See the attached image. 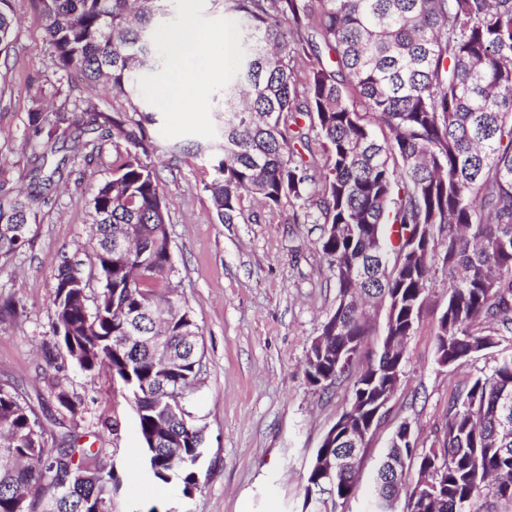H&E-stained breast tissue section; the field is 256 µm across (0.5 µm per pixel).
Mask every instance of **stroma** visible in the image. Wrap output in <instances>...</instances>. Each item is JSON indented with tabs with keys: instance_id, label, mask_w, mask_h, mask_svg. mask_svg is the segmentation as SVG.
I'll list each match as a JSON object with an SVG mask.
<instances>
[{
	"instance_id": "35a3bbf8",
	"label": "stroma",
	"mask_w": 512,
	"mask_h": 512,
	"mask_svg": "<svg viewBox=\"0 0 512 512\" xmlns=\"http://www.w3.org/2000/svg\"><path fill=\"white\" fill-rule=\"evenodd\" d=\"M18 20L7 55H0V165L10 171L6 191L26 185L36 140L28 114L36 96L51 97L58 85L84 88L83 77L55 65L44 20L30 0H11ZM193 14L200 29H224L233 21L220 0H170L166 26ZM191 67L200 81L201 104L167 111L152 94L142 95L156 117L150 155L164 183L169 232L179 290L200 329L202 366L187 408L204 426V458L191 495L181 487L152 483L143 462L137 414L117 381L104 372H83L59 351L45 360L55 340L54 273L63 256L87 250L92 189L109 178L112 156L85 163L76 159L51 193L52 207L38 224L33 245L0 267V389L28 403L48 439L72 441L96 450L97 465L116 467L122 481L115 512H302L304 487L314 453L348 406L351 386L329 392L309 385L304 375L312 340L336 305V286L315 224H292L289 208L258 221L219 224L213 219L205 183L211 171L195 157L171 158L168 148L215 144L223 115L215 100L223 76L211 59L198 56ZM448 302V276L436 272L422 321L406 341L401 384L391 411L367 439L360 478L348 508L370 512L376 468L401 422H409L420 445H430L446 418L450 396L467 379L489 371L494 352L457 365H439L437 322ZM63 387L76 411L60 407Z\"/></svg>"
}]
</instances>
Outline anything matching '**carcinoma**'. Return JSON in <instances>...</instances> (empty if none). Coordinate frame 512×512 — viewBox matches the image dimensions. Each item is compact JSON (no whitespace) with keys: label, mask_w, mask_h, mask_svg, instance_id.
Instances as JSON below:
<instances>
[{"label":"carcinoma","mask_w":512,"mask_h":512,"mask_svg":"<svg viewBox=\"0 0 512 512\" xmlns=\"http://www.w3.org/2000/svg\"><path fill=\"white\" fill-rule=\"evenodd\" d=\"M168 0H31L59 70L82 72L86 89L69 86L47 112L33 101L29 130L39 139L32 190L0 197V263L32 246L49 206L63 156L49 158L73 131L95 133L79 149L86 159L112 148V177L89 201V247L100 287L84 260L58 265L53 299L57 345L89 374L107 365L130 395L155 483L198 484L204 427L190 419L185 396L202 354L177 371L144 341L161 336L186 349L200 336L172 277L163 183L147 162L150 112L134 121L102 106L99 87L141 112L146 71L168 68L159 19ZM238 22L231 47L234 79L224 83V127L205 184L219 224L248 220L244 201L268 216L283 205L296 224L320 225L318 240L336 284V307L310 345L307 382L327 392L350 377L354 401L340 418L375 431L386 379L400 372L405 342L419 326L432 274L448 271V303L436 326L437 362L453 366L512 337V0H222ZM14 20L0 0V52ZM305 70L304 78L298 72ZM390 136L378 139L372 126ZM117 236L131 249L109 246ZM386 336L374 363L357 358L372 331L376 305ZM95 453L49 444L33 410L0 390V512L27 498L33 512H114L115 469L79 475ZM406 459L405 472L376 473L373 512H489L488 499L512 504V355L494 360L448 401V417L428 451L416 438H392L385 459ZM361 460L335 480L328 497H353ZM68 479V496L56 485ZM323 479L312 469L304 503L322 512Z\"/></svg>","instance_id":"carcinoma-1"}]
</instances>
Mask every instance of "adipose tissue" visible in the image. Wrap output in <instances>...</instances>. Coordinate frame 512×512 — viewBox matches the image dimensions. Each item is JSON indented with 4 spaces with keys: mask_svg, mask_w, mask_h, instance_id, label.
<instances>
[{
    "mask_svg": "<svg viewBox=\"0 0 512 512\" xmlns=\"http://www.w3.org/2000/svg\"><path fill=\"white\" fill-rule=\"evenodd\" d=\"M166 46L178 47L179 53L171 67V79L157 86L156 93L162 105L171 112H178L197 105L198 86L188 66L191 58L201 53L223 62L229 49L224 32H205L199 29L193 15H186L181 27L165 36Z\"/></svg>",
    "mask_w": 512,
    "mask_h": 512,
    "instance_id": "adipose-tissue-1",
    "label": "adipose tissue"
}]
</instances>
